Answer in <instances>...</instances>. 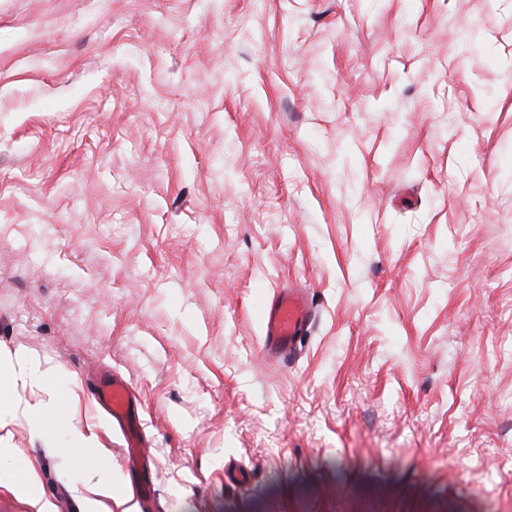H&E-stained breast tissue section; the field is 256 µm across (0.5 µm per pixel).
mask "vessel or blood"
<instances>
[{
  "label": "vessel or blood",
  "mask_w": 512,
  "mask_h": 512,
  "mask_svg": "<svg viewBox=\"0 0 512 512\" xmlns=\"http://www.w3.org/2000/svg\"><path fill=\"white\" fill-rule=\"evenodd\" d=\"M312 317V309L301 289L279 291L263 314V353L270 359L287 361ZM95 400L101 412L124 433L128 446L140 447L142 425L136 414L139 399L127 380L116 373L105 377L97 389Z\"/></svg>",
  "instance_id": "1"
}]
</instances>
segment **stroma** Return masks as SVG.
<instances>
[{"label": "stroma", "instance_id": "obj_1", "mask_svg": "<svg viewBox=\"0 0 512 512\" xmlns=\"http://www.w3.org/2000/svg\"><path fill=\"white\" fill-rule=\"evenodd\" d=\"M0 350V512L134 497L105 369L153 512H512V0H0ZM312 317V309L301 289L279 291L263 314V353L275 361L287 362ZM95 400L101 412L124 433L129 454L132 448H141L142 425L136 415L139 399L127 380L116 373L105 377L97 389ZM85 490L87 494H83V492H80L81 500L83 502L85 509L84 512H112V502L111 506H104L103 508H100L98 507V505L101 503L97 498H95V496L110 497L111 499L114 500V503L117 507L125 506L129 502L128 498L112 496L108 494L105 488L99 483L86 485Z\"/></svg>", "mask_w": 512, "mask_h": 512}]
</instances>
